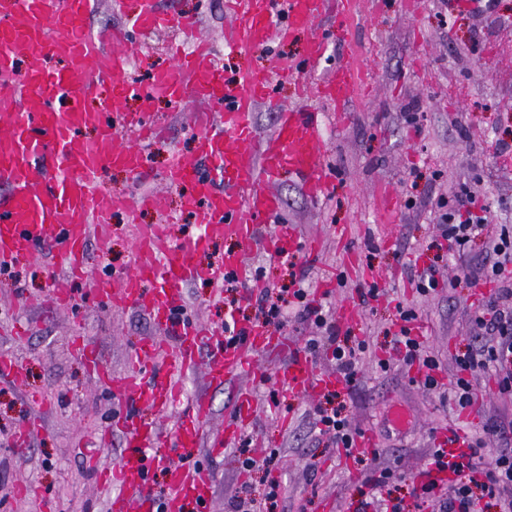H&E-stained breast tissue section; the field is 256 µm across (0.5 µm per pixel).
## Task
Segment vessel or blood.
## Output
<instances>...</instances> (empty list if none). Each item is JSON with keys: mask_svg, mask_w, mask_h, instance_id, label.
Instances as JSON below:
<instances>
[{"mask_svg": "<svg viewBox=\"0 0 512 512\" xmlns=\"http://www.w3.org/2000/svg\"><path fill=\"white\" fill-rule=\"evenodd\" d=\"M93 5L94 0H9L8 10L0 12V185L7 189L0 196V269L46 256L55 273L53 306L69 307L73 282L86 280L101 303L142 311L157 321L159 335L143 340L133 367L118 379V391L131 407L117 423L128 448L108 474L117 487L110 512H155L148 474L157 464L169 477L167 512H184L190 505L207 512L208 474L167 454L171 448L198 446L210 414L207 397L193 399L169 432L143 420L138 410L176 408L182 395L178 375L195 366L199 347L208 350L206 379L215 387L254 372L258 350L285 348L283 338L267 335L258 325L240 328L237 341L227 343L181 319L178 311L184 286L196 279L218 283L232 272L249 280L243 255H226L209 268L200 267L194 256L216 233L251 244L259 225L270 223L281 209L269 185L282 172L293 174L311 199L324 195L328 177L319 151L321 123L316 113L283 108L273 133L258 137L255 107L273 103V90L288 71L225 76L212 42L199 36L197 22L161 10L158 0H140L126 26L92 34L86 21ZM355 7V0H227L232 22L224 30V46L246 52L330 14L337 38L346 42ZM164 28L192 38V51H170V66L153 69L148 81L128 79L141 37ZM106 84L112 87L111 108L83 105V98L97 95ZM361 84L360 71L344 61L319 92L342 106ZM130 96L146 104L158 97L192 100L211 110L191 128L194 158L175 159L165 175L167 182L184 187L183 206L198 215L197 225L177 245L166 244L164 225L141 231L135 240L136 266L114 288L89 276L85 250L92 238H103L104 223L116 205L98 188L105 169L124 168L138 181L149 174L143 149L158 126L149 112H125L123 102ZM89 129L95 137H86ZM122 131L132 133L134 143H119ZM299 246L288 232L263 241L274 257ZM280 379L282 387L300 395L340 385L335 373H314L301 354L293 356ZM255 412L253 398L239 395L215 447L235 441Z\"/></svg>", "mask_w": 512, "mask_h": 512, "instance_id": "b4317fda", "label": "vessel or blood"}]
</instances>
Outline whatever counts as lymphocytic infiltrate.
Wrapping results in <instances>:
<instances>
[{
  "mask_svg": "<svg viewBox=\"0 0 512 512\" xmlns=\"http://www.w3.org/2000/svg\"><path fill=\"white\" fill-rule=\"evenodd\" d=\"M475 191L462 187L452 198L435 203L439 233L432 247L465 257L470 242L482 239L489 265L473 273L474 281L483 282L489 292L471 320L483 330L481 340L467 346L455 358L457 375L451 387H444L440 374L443 366L432 353L425 337L414 334L412 323L418 314L414 308L397 306L401 324L394 335V349L405 366L416 367L418 382L426 390L452 400L459 409L472 406L476 390L470 380L475 371L491 370L497 393L512 398V276L506 272L512 263V230H490L485 209L474 206ZM291 308L274 301L270 290L256 297L258 319L266 325H280L294 320L309 329L302 350L307 356L329 357L333 370L345 389L356 388L361 380V360L368 350L366 341L351 344L341 339L338 329L323 304L311 299L308 289L292 291ZM334 392H327L309 412L315 442H325L353 456L362 431L353 426L342 407L333 403ZM452 441L463 452L457 463L447 461V444L439 443L426 461L427 470L451 471L446 482L409 481L398 466H378L361 481L355 512H512V422L488 418L470 433L454 434ZM241 470L263 472L265 491L255 497L249 484H242L228 501V512H274L286 490L272 468L273 456L256 459L248 448L238 450ZM410 483L408 496H401L402 483Z\"/></svg>",
  "mask_w": 512,
  "mask_h": 512,
  "instance_id": "lymphocytic-infiltrate-1",
  "label": "lymphocytic infiltrate"
}]
</instances>
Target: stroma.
Segmentation results:
<instances>
[{
  "label": "stroma",
  "mask_w": 512,
  "mask_h": 512,
  "mask_svg": "<svg viewBox=\"0 0 512 512\" xmlns=\"http://www.w3.org/2000/svg\"><path fill=\"white\" fill-rule=\"evenodd\" d=\"M160 6L197 17L202 34L215 46L223 45L224 0H160ZM350 28L365 86L342 115L335 104L316 98L310 102L321 115V151L330 187L315 202L292 176L282 175L272 186L282 208L271 223L259 227L263 237L293 229L310 243V251L296 253L288 263L266 254L260 244L246 247L233 239H217L196 260L214 263L224 254L243 251L252 269L262 272L263 285L272 288L289 287L293 265L312 262V297L338 316L342 308H351V315L337 321L341 334L370 344L359 386L340 397L345 413L373 436L379 464L397 463L413 476L424 469L446 428L469 430L485 415L512 414V402L503 403L496 395L492 372L474 373L471 381L480 400L461 411L414 384L417 369L406 367L390 344L399 329L397 304L414 307L448 382L456 375L455 352L479 335L471 315L486 289L474 285L467 270L484 263L482 241L471 244L463 261L436 253L428 244L437 233L433 202L451 196L462 184H477L475 204L488 207L490 224L512 226V170H503L491 149L498 141L512 144V0H494L489 18L462 9L459 0L445 6L439 0H368ZM310 37L303 30L291 41L268 43L251 55L224 57L223 69L231 76L254 66L302 62ZM197 108L194 102L184 107L165 99L153 103L155 120L166 127L149 147L155 179L134 182L120 167L103 174L101 189L117 199L136 193L159 198L158 208L141 211L134 219L126 208L116 209L107 245L90 241L86 264L106 280L132 269L134 227L159 223L162 213L179 210V189L160 176L172 151L191 155L186 125ZM408 112L417 113L416 125L405 122ZM382 190L396 200L389 220L380 209ZM431 262L453 286L424 297L417 293L410 271ZM20 268L27 274L21 287L0 274V354L12 355L24 369L20 384L0 385V497L7 499L0 512H108L116 488L105 484L103 476L127 447L124 434L114 431L112 423L128 407L111 379L128 370L133 350L156 327L145 313L105 308L79 282L72 287L70 308H47V263L35 259ZM340 273L347 279L343 288L336 280ZM368 280L377 281L384 293L364 307L356 288ZM232 303L242 315L256 313L245 298L208 282L184 288L190 319L214 330L223 329ZM17 323L28 326L25 338L9 334ZM268 333L284 338L289 348L257 353L255 374L214 389L205 380L206 364L201 361L182 376L184 401L201 394L210 401L200 443L189 451L192 459L209 467V512H225L228 498L244 481H251L255 494L264 489L260 475L249 478L239 471L234 449L218 454L211 450L243 391L251 393L257 409L241 438L255 458L277 450L276 474L289 502L306 504L308 512H349L358 498L362 465L336 449L313 447L308 411L317 395H294L277 379L290 347L301 346L305 331L289 322L269 326ZM78 336L97 346L110 380H96L87 359L72 349ZM382 359L389 361L388 371L380 370ZM394 404L410 416L405 428H395L388 419ZM32 419L40 426L28 447L16 451V430Z\"/></svg>",
  "instance_id": "obj_1"
}]
</instances>
